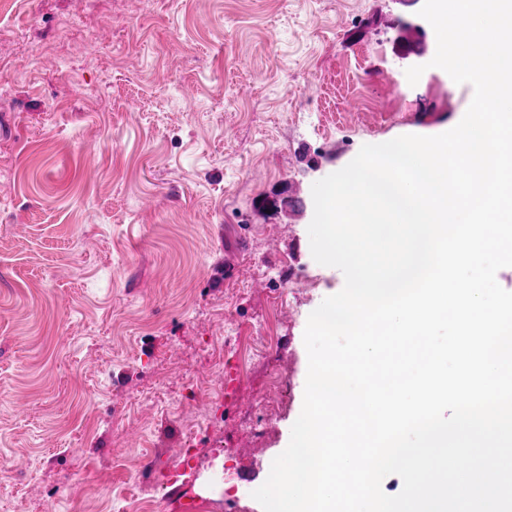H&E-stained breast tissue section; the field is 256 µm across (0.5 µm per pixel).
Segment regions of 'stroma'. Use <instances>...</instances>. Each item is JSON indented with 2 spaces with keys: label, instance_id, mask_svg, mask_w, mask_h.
Returning <instances> with one entry per match:
<instances>
[{
  "label": "stroma",
  "instance_id": "1",
  "mask_svg": "<svg viewBox=\"0 0 512 512\" xmlns=\"http://www.w3.org/2000/svg\"><path fill=\"white\" fill-rule=\"evenodd\" d=\"M423 3L0 0V512H228L216 447L244 444L265 391L285 411L243 461L263 512L308 317L345 283L311 254L313 183L473 98L431 68L409 84L396 25ZM271 317L260 381L210 425L206 345ZM191 442L194 467L155 483Z\"/></svg>",
  "mask_w": 512,
  "mask_h": 512
}]
</instances>
